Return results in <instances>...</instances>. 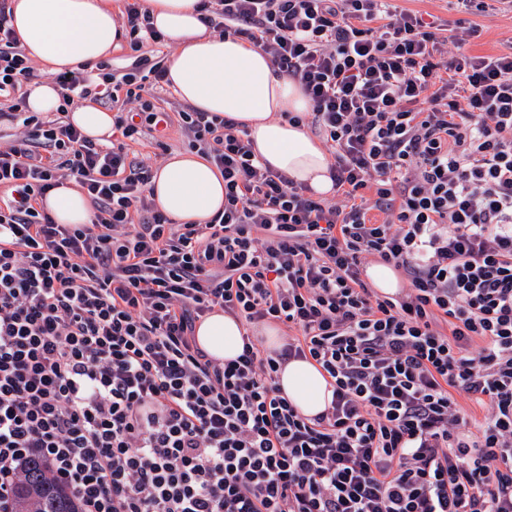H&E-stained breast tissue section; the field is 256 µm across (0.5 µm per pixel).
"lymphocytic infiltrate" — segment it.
Listing matches in <instances>:
<instances>
[{
    "mask_svg": "<svg viewBox=\"0 0 512 512\" xmlns=\"http://www.w3.org/2000/svg\"><path fill=\"white\" fill-rule=\"evenodd\" d=\"M199 7L301 86L309 114L288 120L323 136L337 199L185 106L224 210L173 222L129 149L171 122L141 0L121 17L134 72L55 76L63 106H119L109 147L29 111L34 68L0 0V116L21 130L0 147V510L38 461L80 512H512V51L461 53L471 29L439 39L389 0ZM67 181L90 223L44 208ZM371 255L406 272L403 294H372ZM217 310L244 328L222 363L194 337ZM265 322L291 330L280 349L251 334ZM295 359L330 379L312 417L279 386Z\"/></svg>",
    "mask_w": 512,
    "mask_h": 512,
    "instance_id": "1",
    "label": "lymphocytic infiltrate"
}]
</instances>
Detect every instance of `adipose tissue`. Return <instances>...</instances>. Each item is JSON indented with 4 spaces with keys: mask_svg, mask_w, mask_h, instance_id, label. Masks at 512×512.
Returning a JSON list of instances; mask_svg holds the SVG:
<instances>
[{
    "mask_svg": "<svg viewBox=\"0 0 512 512\" xmlns=\"http://www.w3.org/2000/svg\"><path fill=\"white\" fill-rule=\"evenodd\" d=\"M156 27L177 52L168 63L170 86L195 109L231 117L245 125L257 154L273 168L315 191H329L323 147L303 126L282 120L285 112H305L300 86L276 73L267 54L248 42L207 32L198 0H146ZM121 0H15L12 25L27 55L59 72L95 64L120 48ZM159 208L177 223L203 224L224 207V180L216 167L192 153L173 155L152 182ZM44 206L56 223L87 224L92 209L86 195L67 185L51 192ZM199 347L219 361L242 351L241 325L221 312L196 327ZM280 384L300 412L312 416L331 398L318 366L306 360L285 365Z\"/></svg>",
    "mask_w": 512,
    "mask_h": 512,
    "instance_id": "adipose-tissue-1",
    "label": "adipose tissue"
}]
</instances>
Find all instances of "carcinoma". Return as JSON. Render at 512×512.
Returning a JSON list of instances; mask_svg holds the SVG:
<instances>
[{
  "label": "carcinoma",
  "mask_w": 512,
  "mask_h": 512,
  "mask_svg": "<svg viewBox=\"0 0 512 512\" xmlns=\"http://www.w3.org/2000/svg\"><path fill=\"white\" fill-rule=\"evenodd\" d=\"M12 501L13 512H78L70 489L37 463L25 469L14 488Z\"/></svg>",
  "instance_id": "cac0c4a2"
}]
</instances>
